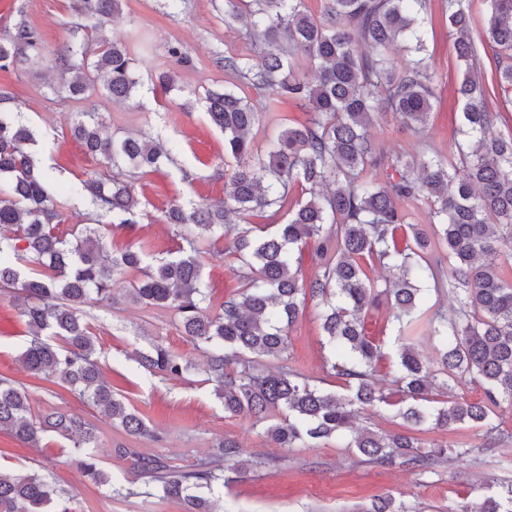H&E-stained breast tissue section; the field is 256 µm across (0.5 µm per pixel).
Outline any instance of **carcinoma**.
<instances>
[{"label":"carcinoma","mask_w":512,"mask_h":512,"mask_svg":"<svg viewBox=\"0 0 512 512\" xmlns=\"http://www.w3.org/2000/svg\"><path fill=\"white\" fill-rule=\"evenodd\" d=\"M427 0H321L318 17L305 0H224V24L239 23L254 41V55L224 54L216 63L235 79L231 88L196 96L211 122L224 133V205L190 201L165 212V223L185 242L177 255L146 262L143 247L107 255L100 226L83 225L67 238L55 232L67 220L51 189L50 170L32 150L36 135L17 108L0 106V291L15 301L31 339L20 355L35 380L60 382L77 398L134 437H151L145 417L128 409L105 380L97 337L83 308L117 300V277L138 272L124 296L146 307L176 311L179 328L208 355L207 381L224 403V416L266 424V437L281 448H315L335 439L356 449L360 462L434 473L475 451L463 442L422 445L412 432L422 426L448 432L458 424L483 429L493 443L512 439L496 409L512 406V268L505 272L484 258L501 250L512 257V133L493 129L501 114L488 106L489 90L477 69L476 41L465 0H445L449 35L462 70L464 144L448 157L387 156L369 135L374 119L392 112L418 131L428 124L435 92L423 35ZM482 40L498 59L497 87L512 101V0H484ZM84 24L58 55L62 79L53 92L79 100L104 78L107 97L127 102L143 85L129 46L121 41L89 46V27L120 13L123 0H79ZM407 41L413 57L397 64L391 46ZM41 39L27 24L0 40V69L38 52ZM313 63L316 78L299 75V61ZM259 95L253 102L246 90ZM294 101L307 119L284 128L258 148L252 136L267 110ZM102 113H77L72 135L101 165L114 168L107 180L80 181L68 208L90 202L112 224H137L144 209L122 167L145 175L173 162L164 143L148 136H103ZM380 169L391 170L387 181ZM401 201L425 207L443 245L435 256L428 231L406 224ZM408 225L411 241L400 250L396 229ZM235 229L231 254L239 261L240 287L210 313L203 282L204 247ZM313 247L322 268L310 282L299 277L303 248ZM390 267L384 287L369 271ZM449 289L452 315L422 308L420 284ZM318 309L324 346L345 356L330 362L342 391L310 383L286 364L288 333L307 300ZM384 303L400 342L390 388L374 380L384 357L368 336L365 316ZM441 343L431 363L416 348L423 326ZM273 364L268 365L266 361ZM138 370L182 379L194 367L162 344L128 355ZM483 391L478 402L463 397L435 406L433 392L448 394L460 384ZM393 409L397 427L376 431L355 426L367 410ZM38 448L48 433L69 442L75 465L96 486L120 496L100 467L98 428L81 416L55 408L32 412L23 384L0 381V431ZM141 477L161 497L181 500L189 512H214L201 495L224 480L228 462L238 471L263 469L275 459H238L237 444L222 439L190 469L159 457L141 458L128 448ZM60 496L56 482L34 471H0V512H48ZM365 512H416L390 496H379ZM448 512H512V490L503 499L457 502Z\"/></svg>","instance_id":"obj_1"}]
</instances>
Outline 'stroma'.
Wrapping results in <instances>:
<instances>
[{
	"instance_id": "1",
	"label": "stroma",
	"mask_w": 512,
	"mask_h": 512,
	"mask_svg": "<svg viewBox=\"0 0 512 512\" xmlns=\"http://www.w3.org/2000/svg\"><path fill=\"white\" fill-rule=\"evenodd\" d=\"M72 6L73 0H0V39L23 21L40 34L43 46L40 55L0 69V93L7 95L10 106L19 107L38 131L52 132V139L39 140L36 150L61 189L86 179L91 172L104 177L109 174L72 138L70 127L76 112H102L104 134L146 133L171 146L173 165L134 181L145 211L143 219L114 230L106 240L107 246L116 249L141 246L150 256L168 255L180 244L164 220L169 206L189 199L217 205L224 198V136L190 99L193 92L228 84V75L216 64L217 54L247 55L251 44L244 29L225 27L222 0H188L184 11L172 17L162 14L157 0H125L121 13L97 32V39L127 41L137 73L171 72L177 90L167 93L148 82L133 100L115 103L97 83L89 88L85 100L64 101L52 96L49 87L60 78L57 51L70 40L71 28L79 20ZM424 17L437 101L424 134H414L394 114L375 122L370 133L388 155L445 156L461 138L463 103L457 88L462 74L448 35L443 0H428ZM171 45L182 48L186 64H176L167 56ZM230 244V238H221L202 256L204 283L216 305L238 285V262L228 251ZM84 312L98 338L99 360L107 381L123 395L129 409L146 417L156 436H129L102 422L97 411L65 388L29 378L18 361L28 340L27 327L11 298L0 294V379L26 383L37 412L59 407L95 423L101 466L131 490L130 495L114 497L106 488L85 482L67 440L61 437L47 436L41 448L35 449L20 446L0 432V469L16 474L45 469L63 488L61 498L51 504V512H184L182 503L146 494L144 478L138 476L129 458L120 456V449L131 448L141 456H158L187 468L222 438L238 443L241 458L264 456L275 459L276 465L237 474L227 485L213 484L210 498L221 512H365L378 495L408 503L416 512H446L462 498L478 500L512 489V442L484 447L481 431L466 425L447 433L422 432L428 443L460 441L476 448L467 460L448 463L429 475L361 464L355 452L333 440L316 448L278 447L266 438L263 426L225 417L223 404L205 380L207 357L182 335L174 311L123 299L112 306L88 305ZM289 336V365L312 383L336 389L335 379L328 377L323 366L326 351L314 302L306 303ZM152 341L196 364L197 373L186 380L169 381L134 369L126 359L127 352Z\"/></svg>"
}]
</instances>
